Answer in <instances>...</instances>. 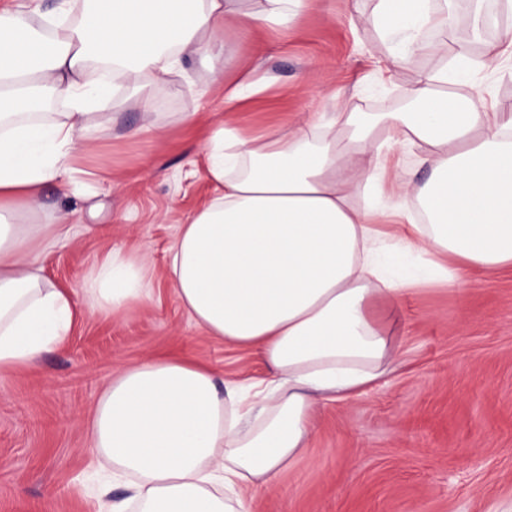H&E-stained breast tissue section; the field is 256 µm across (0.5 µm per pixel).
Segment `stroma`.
<instances>
[{
    "label": "stroma",
    "mask_w": 512,
    "mask_h": 512,
    "mask_svg": "<svg viewBox=\"0 0 512 512\" xmlns=\"http://www.w3.org/2000/svg\"><path fill=\"white\" fill-rule=\"evenodd\" d=\"M373 0H307L285 27L225 26L224 58L192 57L155 92L160 133L130 136L141 113L79 148L86 197L46 186L32 220L73 214L71 233L43 263L51 282L79 287L112 246L143 251L153 296L119 314H88L32 368L0 375V512H96L106 482L87 424L119 370L176 354L225 380L262 376L250 353L200 329L164 276L165 251L209 202L205 140L217 119L259 136L315 112H390L438 59L383 69L394 43L365 20ZM264 91L224 108L225 85L247 72ZM191 112L193 123L176 119ZM398 357L367 393L318 409L306 452L254 503V512H512V270L451 288L428 283L391 315Z\"/></svg>",
    "instance_id": "stroma-1"
}]
</instances>
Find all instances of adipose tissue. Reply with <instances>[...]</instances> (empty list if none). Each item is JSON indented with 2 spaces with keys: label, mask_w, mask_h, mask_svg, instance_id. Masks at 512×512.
<instances>
[{
  "label": "adipose tissue",
  "mask_w": 512,
  "mask_h": 512,
  "mask_svg": "<svg viewBox=\"0 0 512 512\" xmlns=\"http://www.w3.org/2000/svg\"><path fill=\"white\" fill-rule=\"evenodd\" d=\"M84 0L57 19L39 0L0 9V373L28 368L69 335L77 314L118 313L152 296L144 253L109 250L81 290L52 287L42 258L69 234L66 216L23 224V209L57 184L77 194L72 160L112 107L157 130L155 89L183 58L224 55L226 21L284 25L306 0ZM370 24L399 38L387 70L413 55L440 59L412 89L410 112H322L293 131L250 137L216 122L206 144L216 194L189 215L165 274L204 332L250 350L266 377L218 385L206 367L153 358L123 369L101 395L90 434L116 474L132 477L140 512H251L252 495L305 450L317 407L360 396L399 346L376 316L420 284L457 286L512 268V105L462 97L449 84L481 64L427 31L480 30L482 8L448 0H375ZM62 104L59 112L46 103ZM427 167L401 180L389 238L371 197L394 147ZM425 257L404 277L387 264Z\"/></svg>",
  "instance_id": "obj_1"
}]
</instances>
